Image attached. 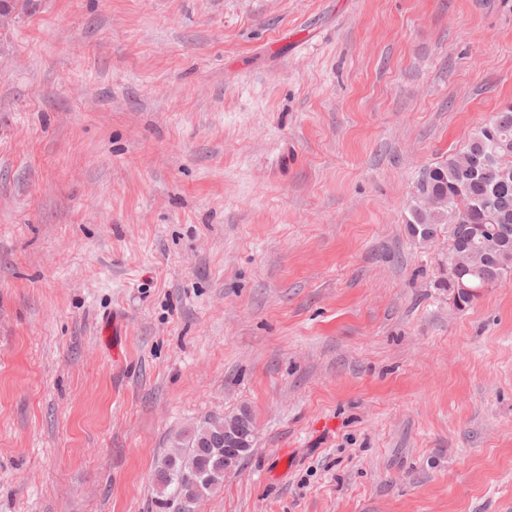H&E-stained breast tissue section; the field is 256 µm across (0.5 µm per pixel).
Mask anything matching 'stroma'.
Segmentation results:
<instances>
[{
  "mask_svg": "<svg viewBox=\"0 0 512 512\" xmlns=\"http://www.w3.org/2000/svg\"><path fill=\"white\" fill-rule=\"evenodd\" d=\"M508 105L512 0H0V512H157L242 409L186 512H512V279L406 224ZM224 427V447L216 444V436ZM252 441L241 428L227 417L212 418L181 434L172 449L158 463L154 472V484L158 497L157 505L163 512H175L174 506L185 503L195 492L191 482L180 470L185 455H195L207 467L205 475L214 476L217 486L224 485V469L231 459L238 458L237 466L245 457L241 452H250ZM218 448H224L219 450Z\"/></svg>",
  "mask_w": 512,
  "mask_h": 512,
  "instance_id": "35a3bbf8",
  "label": "stroma"
}]
</instances>
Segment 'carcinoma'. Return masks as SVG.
<instances>
[{"label":"carcinoma","instance_id":"carcinoma-1","mask_svg":"<svg viewBox=\"0 0 512 512\" xmlns=\"http://www.w3.org/2000/svg\"><path fill=\"white\" fill-rule=\"evenodd\" d=\"M428 190L444 204L437 210L424 206L419 193ZM406 224L424 240L443 224L451 226L448 267L456 277L448 290L462 281L473 289L460 294L465 305L512 275V105L494 113L472 132L464 147L448 158L424 167L417 178ZM224 420L212 418L181 434L154 472L157 505L173 512L194 495V487L180 470L186 455H195L207 467L206 475L224 485V451L216 436Z\"/></svg>","mask_w":512,"mask_h":512}]
</instances>
